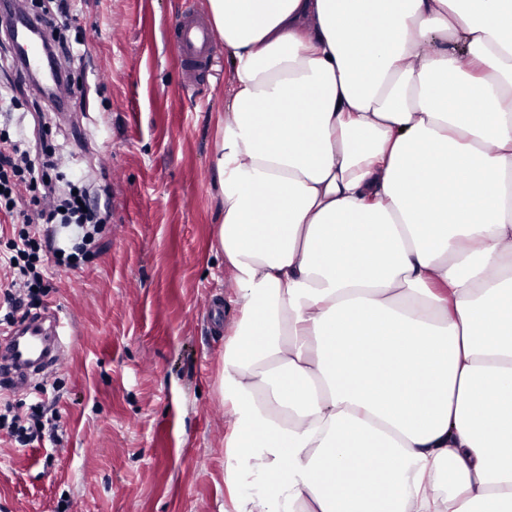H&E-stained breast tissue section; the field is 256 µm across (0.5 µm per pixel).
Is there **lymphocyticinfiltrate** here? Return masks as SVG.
Masks as SVG:
<instances>
[{"mask_svg":"<svg viewBox=\"0 0 512 512\" xmlns=\"http://www.w3.org/2000/svg\"><path fill=\"white\" fill-rule=\"evenodd\" d=\"M55 16L46 36L55 53L74 64L84 58L81 41L62 40L59 32L70 27L79 13L77 0H55ZM50 151L40 154L13 139L9 131L0 132V214L21 219L22 228L8 251L0 253V325L10 327L30 316V308L47 293L53 269L80 267L92 253L96 234L109 219L108 212L92 207L85 189L66 194L59 207H42L40 192H51L59 179ZM30 192L33 212L23 215L18 208L23 192ZM76 224L85 227L80 243L71 251L52 247L43 241L39 224ZM27 445L44 439L61 442L63 431L58 415L47 414L44 402H36L27 419H5L0 414V430Z\"/></svg>","mask_w":512,"mask_h":512,"instance_id":"obj_1","label":"lymphocytic infiltrate"}]
</instances>
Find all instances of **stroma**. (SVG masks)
Masks as SVG:
<instances>
[{
  "label": "stroma",
  "mask_w": 512,
  "mask_h": 512,
  "mask_svg": "<svg viewBox=\"0 0 512 512\" xmlns=\"http://www.w3.org/2000/svg\"><path fill=\"white\" fill-rule=\"evenodd\" d=\"M205 0H85L63 112L38 114L35 85L0 128L63 145L110 221L80 270H55L39 309L69 322L55 408L58 445L0 439V512H224L218 388L225 323L207 300L230 288L211 248L222 217L215 141L230 64L216 51L194 87L171 24Z\"/></svg>",
  "instance_id": "stroma-1"
}]
</instances>
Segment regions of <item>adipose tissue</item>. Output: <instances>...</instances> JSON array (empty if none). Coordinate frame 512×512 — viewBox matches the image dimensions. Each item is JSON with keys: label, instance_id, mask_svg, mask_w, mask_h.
<instances>
[{"label": "adipose tissue", "instance_id": "ef3b65f1", "mask_svg": "<svg viewBox=\"0 0 512 512\" xmlns=\"http://www.w3.org/2000/svg\"><path fill=\"white\" fill-rule=\"evenodd\" d=\"M224 512H512V0H207Z\"/></svg>", "mask_w": 512, "mask_h": 512}]
</instances>
